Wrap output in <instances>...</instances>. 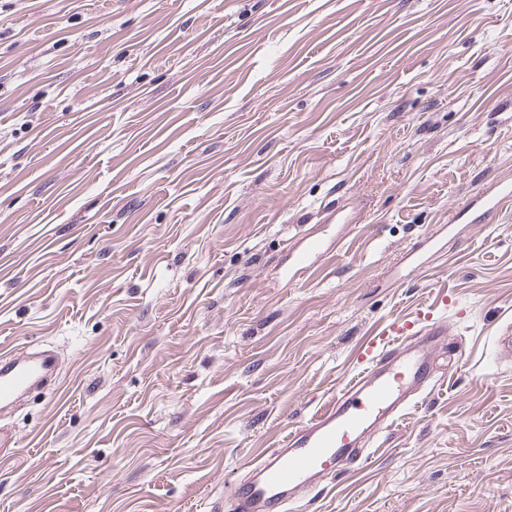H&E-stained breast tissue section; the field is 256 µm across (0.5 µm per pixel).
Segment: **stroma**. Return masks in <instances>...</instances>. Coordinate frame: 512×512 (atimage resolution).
I'll use <instances>...</instances> for the list:
<instances>
[{
  "label": "stroma",
  "mask_w": 512,
  "mask_h": 512,
  "mask_svg": "<svg viewBox=\"0 0 512 512\" xmlns=\"http://www.w3.org/2000/svg\"><path fill=\"white\" fill-rule=\"evenodd\" d=\"M512 0H0V512H236L439 304L428 397L294 512H512ZM339 241L289 273L302 237ZM58 371L54 355L42 351L26 359H0V407L9 406L19 394L46 382H55Z\"/></svg>",
  "instance_id": "1"
}]
</instances>
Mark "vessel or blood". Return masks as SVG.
Wrapping results in <instances>:
<instances>
[{"mask_svg": "<svg viewBox=\"0 0 512 512\" xmlns=\"http://www.w3.org/2000/svg\"><path fill=\"white\" fill-rule=\"evenodd\" d=\"M327 251L325 243L305 240L293 252L292 266L296 273H305ZM447 336V324L426 306L367 337L358 355L360 373L303 425L289 429L280 445L246 474L225 476L224 490L239 512H288L293 494L311 481L347 470L369 436L398 421L431 389L432 350ZM57 375L56 360L47 350L23 360L1 358L0 407L56 381Z\"/></svg>", "mask_w": 512, "mask_h": 512, "instance_id": "obj_1", "label": "vessel or blood"}]
</instances>
